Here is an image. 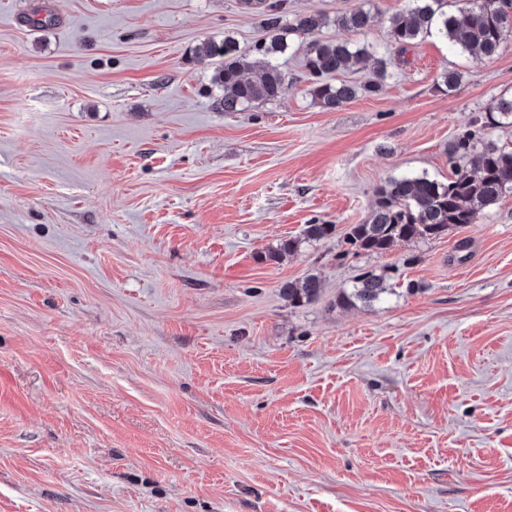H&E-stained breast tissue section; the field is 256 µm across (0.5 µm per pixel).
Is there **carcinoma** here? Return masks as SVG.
<instances>
[{
	"mask_svg": "<svg viewBox=\"0 0 512 512\" xmlns=\"http://www.w3.org/2000/svg\"><path fill=\"white\" fill-rule=\"evenodd\" d=\"M448 10V0H407L405 7L389 19V29L399 52L407 50L419 38L436 35L448 45L467 52L477 60L496 55L504 32L512 28V0H458ZM256 11L268 36L255 51L263 56L259 76L251 79L248 54L229 36L216 42L207 40L196 53L218 60L213 82L224 92V111L241 112L254 104L277 100L288 84L287 74L276 60L290 48L289 35L313 37L304 61L306 75L312 81L310 94L316 104L335 110L360 94L376 93L382 88L391 60H375L376 80L366 84L333 81L369 58L367 47L349 40L316 38L328 25L327 18L316 13H301L283 24V0H257ZM374 14L357 6L336 17L334 23L354 34L371 28ZM480 129L470 130L448 143L446 180L421 176L388 179L376 191L372 213L363 224H353L344 233L343 256L381 254L398 241L436 238L451 227L475 223L478 215L512 194V149L486 139L483 130L512 126V96H500L485 107ZM334 224H308L303 239L318 241L335 233ZM387 271L361 273L352 291L340 296L339 303L354 306L360 302L372 306L389 292ZM288 303L297 306L316 301L322 281L316 274L281 285Z\"/></svg>",
	"mask_w": 512,
	"mask_h": 512,
	"instance_id": "obj_1",
	"label": "carcinoma"
}]
</instances>
